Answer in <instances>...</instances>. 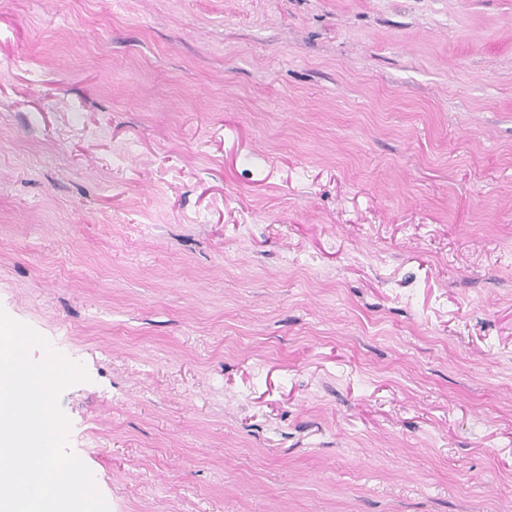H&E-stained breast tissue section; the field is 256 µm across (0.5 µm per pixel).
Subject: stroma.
I'll use <instances>...</instances> for the list:
<instances>
[{
  "instance_id": "stroma-1",
  "label": "stroma",
  "mask_w": 512,
  "mask_h": 512,
  "mask_svg": "<svg viewBox=\"0 0 512 512\" xmlns=\"http://www.w3.org/2000/svg\"><path fill=\"white\" fill-rule=\"evenodd\" d=\"M0 308L110 512H512V0H0Z\"/></svg>"
}]
</instances>
